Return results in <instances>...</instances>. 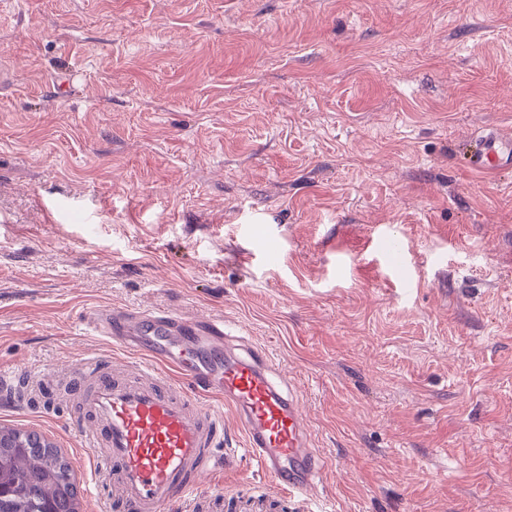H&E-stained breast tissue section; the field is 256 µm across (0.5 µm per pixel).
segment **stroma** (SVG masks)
I'll list each match as a JSON object with an SVG mask.
<instances>
[{"label": "stroma", "instance_id": "stroma-1", "mask_svg": "<svg viewBox=\"0 0 512 512\" xmlns=\"http://www.w3.org/2000/svg\"><path fill=\"white\" fill-rule=\"evenodd\" d=\"M512 0H0V367L95 353L103 305L271 351L322 512H512ZM406 248L399 265L389 240ZM54 386L0 407L76 476ZM232 447L195 512H309ZM466 167L480 174H496L512 165V136L497 128L478 132L464 147Z\"/></svg>", "mask_w": 512, "mask_h": 512}]
</instances>
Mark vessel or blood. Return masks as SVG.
I'll list each match as a JSON object with an SVG mask.
<instances>
[{"label": "vessel or blood", "instance_id": "1", "mask_svg": "<svg viewBox=\"0 0 512 512\" xmlns=\"http://www.w3.org/2000/svg\"><path fill=\"white\" fill-rule=\"evenodd\" d=\"M464 161L480 174L512 166V136L497 128L478 132ZM82 321L142 355L130 370L87 355L77 379L64 386L82 443L94 455L104 512H186L224 467L228 408L258 467L290 496L313 500L323 460L297 396L274 380L276 362L267 350L230 344L221 318L106 306L84 312ZM45 377L34 368L1 371L0 401L30 402Z\"/></svg>", "mask_w": 512, "mask_h": 512}]
</instances>
